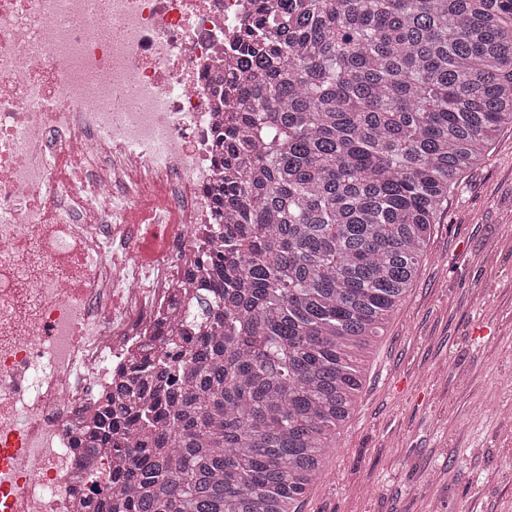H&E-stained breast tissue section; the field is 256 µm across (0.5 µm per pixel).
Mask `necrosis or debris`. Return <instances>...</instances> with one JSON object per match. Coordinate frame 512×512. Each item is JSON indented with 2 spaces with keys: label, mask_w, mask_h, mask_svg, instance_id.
Instances as JSON below:
<instances>
[{
  "label": "necrosis or debris",
  "mask_w": 512,
  "mask_h": 512,
  "mask_svg": "<svg viewBox=\"0 0 512 512\" xmlns=\"http://www.w3.org/2000/svg\"><path fill=\"white\" fill-rule=\"evenodd\" d=\"M255 0H0V497L86 512L79 443L113 376L181 319L221 220L215 142ZM161 193L164 247L125 213Z\"/></svg>",
  "instance_id": "necrosis-or-debris-1"
}]
</instances>
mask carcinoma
I'll use <instances>...</instances> for the list:
<instances>
[{"label":"carcinoma","instance_id":"carcinoma-1","mask_svg":"<svg viewBox=\"0 0 512 512\" xmlns=\"http://www.w3.org/2000/svg\"><path fill=\"white\" fill-rule=\"evenodd\" d=\"M209 270L86 449L89 512H298L433 226L512 126V0H276L241 42Z\"/></svg>","mask_w":512,"mask_h":512}]
</instances>
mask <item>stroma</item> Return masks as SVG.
Returning <instances> with one entry per match:
<instances>
[{
  "mask_svg": "<svg viewBox=\"0 0 512 512\" xmlns=\"http://www.w3.org/2000/svg\"><path fill=\"white\" fill-rule=\"evenodd\" d=\"M302 512H512V127L449 198Z\"/></svg>",
  "mask_w": 512,
  "mask_h": 512,
  "instance_id": "1",
  "label": "stroma"
}]
</instances>
